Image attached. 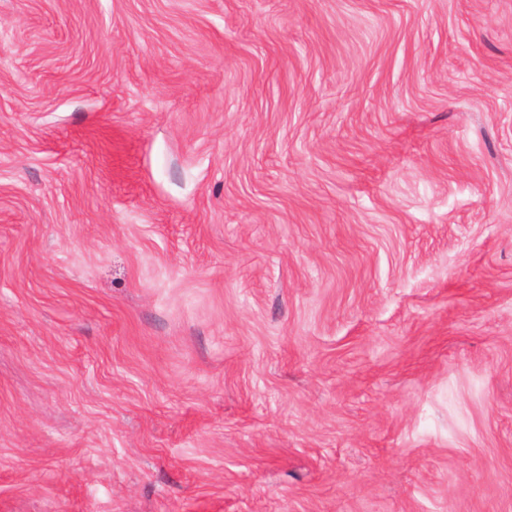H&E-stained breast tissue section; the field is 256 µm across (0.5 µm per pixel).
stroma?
<instances>
[{
    "label": "stroma",
    "instance_id": "1",
    "mask_svg": "<svg viewBox=\"0 0 512 512\" xmlns=\"http://www.w3.org/2000/svg\"><path fill=\"white\" fill-rule=\"evenodd\" d=\"M0 512H512V0H0Z\"/></svg>",
    "mask_w": 512,
    "mask_h": 512
}]
</instances>
